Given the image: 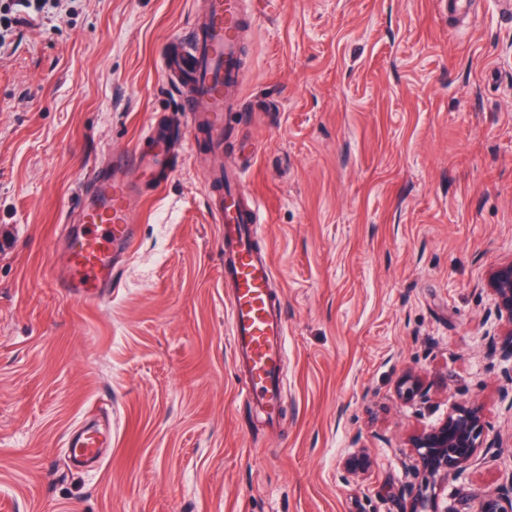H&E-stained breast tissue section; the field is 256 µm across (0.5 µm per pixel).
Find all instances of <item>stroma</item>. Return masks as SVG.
Returning <instances> with one entry per match:
<instances>
[{"instance_id": "obj_1", "label": "stroma", "mask_w": 512, "mask_h": 512, "mask_svg": "<svg viewBox=\"0 0 512 512\" xmlns=\"http://www.w3.org/2000/svg\"><path fill=\"white\" fill-rule=\"evenodd\" d=\"M280 0L247 37L224 161L267 217L287 325L280 418L234 367L203 133L144 187L94 303L57 288L91 173L180 106L161 56L204 0H72L0 54V512H408L414 436L467 409L484 444L435 487L477 512L512 485V0ZM425 401L398 393L407 373ZM112 425L100 468L76 429ZM365 454L349 476L345 464ZM488 286L495 297V305L505 312L509 336L512 335V263L494 270L488 279Z\"/></svg>"}]
</instances>
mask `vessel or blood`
Segmentation results:
<instances>
[{
    "label": "vessel or blood",
    "mask_w": 512,
    "mask_h": 512,
    "mask_svg": "<svg viewBox=\"0 0 512 512\" xmlns=\"http://www.w3.org/2000/svg\"><path fill=\"white\" fill-rule=\"evenodd\" d=\"M245 0H206L201 21L186 42L167 49L161 68L180 92L181 109L191 123L204 128L211 155L219 161L211 178L223 182L224 195L213 210L224 226V281L232 289L230 334L234 365L245 383L248 402L276 420L283 398L282 358L287 327L271 288L273 266L268 252L257 246L261 205L238 176L222 168L224 115L240 102L242 79L240 38L252 17ZM148 147L136 146L113 155L90 178L91 191L82 200L65 253L66 276L61 285L87 302L99 299L112 285L115 253L136 238V212L143 185L163 186L178 163L170 124L152 125ZM112 442L109 428L88 425L68 441L70 462L82 469L102 465V450Z\"/></svg>",
    "instance_id": "1"
}]
</instances>
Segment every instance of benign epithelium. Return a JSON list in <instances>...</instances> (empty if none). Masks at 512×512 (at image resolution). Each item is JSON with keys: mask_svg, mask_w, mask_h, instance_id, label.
I'll return each instance as SVG.
<instances>
[{"mask_svg": "<svg viewBox=\"0 0 512 512\" xmlns=\"http://www.w3.org/2000/svg\"><path fill=\"white\" fill-rule=\"evenodd\" d=\"M488 286L498 310L506 314L512 335V263L494 270ZM483 426L472 411H462L446 417L440 423L422 430L412 439L411 446L419 457L427 477L424 489L413 500L410 512H436L427 490L445 477L448 470L468 461L479 448ZM478 512H512V491L487 495Z\"/></svg>", "mask_w": 512, "mask_h": 512, "instance_id": "7a95c632", "label": "benign epithelium"}]
</instances>
